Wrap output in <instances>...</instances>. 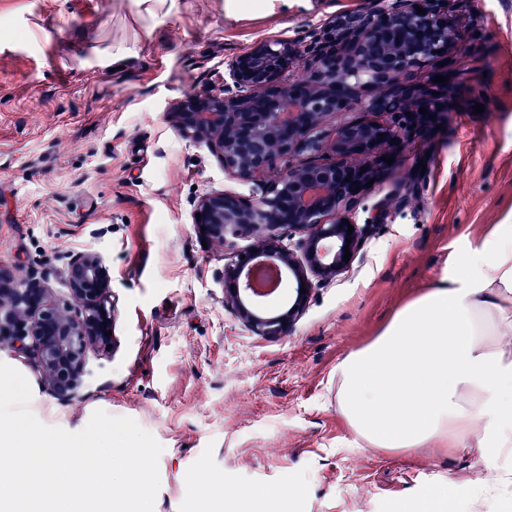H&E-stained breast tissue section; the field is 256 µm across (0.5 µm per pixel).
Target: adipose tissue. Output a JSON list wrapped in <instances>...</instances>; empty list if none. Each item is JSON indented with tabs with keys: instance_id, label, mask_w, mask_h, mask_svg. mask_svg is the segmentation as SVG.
<instances>
[{
	"instance_id": "adipose-tissue-1",
	"label": "adipose tissue",
	"mask_w": 512,
	"mask_h": 512,
	"mask_svg": "<svg viewBox=\"0 0 512 512\" xmlns=\"http://www.w3.org/2000/svg\"><path fill=\"white\" fill-rule=\"evenodd\" d=\"M512 224H494L435 287L336 367L340 410L378 448L475 444L512 457Z\"/></svg>"
}]
</instances>
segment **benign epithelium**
<instances>
[{
	"instance_id": "obj_1",
	"label": "benign epithelium",
	"mask_w": 512,
	"mask_h": 512,
	"mask_svg": "<svg viewBox=\"0 0 512 512\" xmlns=\"http://www.w3.org/2000/svg\"><path fill=\"white\" fill-rule=\"evenodd\" d=\"M381 3L333 14L303 38L261 40L228 61L220 89L165 107L225 175L255 186L251 198L204 195L194 224L224 248V302L259 336L291 327L308 298L300 289L329 285L351 265L345 252L354 259L362 250L367 225L354 219L356 188L375 177L380 148L402 146L421 131L422 108L447 120L457 78L448 55L455 39L448 0ZM433 60L445 62L435 76L448 81L418 79ZM338 114L343 119L329 139L322 127ZM240 240L248 244L240 247ZM62 261L63 298L39 272L19 280L0 265V341L30 363L54 397L74 403L94 379L90 352L113 340L107 332L114 311L110 269L99 249L86 245ZM263 268L276 270L277 282L285 274L295 285L285 316L257 312L258 299L266 297L257 280Z\"/></svg>"
}]
</instances>
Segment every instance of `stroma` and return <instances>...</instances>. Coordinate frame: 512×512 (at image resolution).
<instances>
[{
	"mask_svg": "<svg viewBox=\"0 0 512 512\" xmlns=\"http://www.w3.org/2000/svg\"><path fill=\"white\" fill-rule=\"evenodd\" d=\"M368 0H0V262L62 291L61 254L91 244L111 267L114 344L95 353L83 402L59 401L0 343L41 423L76 433L101 409L162 446L154 512H203L223 496L293 490L288 512H392L452 484L454 512H512L472 497L480 449L375 448L337 399L336 365L438 283L491 225L512 224V0H465L450 118L396 151L366 192L370 223L348 271L312 289L280 336H256L224 304V250L203 244L193 204L251 197L163 112L223 83L261 39L299 37ZM483 104L476 112L475 104ZM426 172H419V165ZM386 210L379 222L370 216Z\"/></svg>",
	"mask_w": 512,
	"mask_h": 512,
	"instance_id": "35a3bbf8",
	"label": "stroma"
}]
</instances>
